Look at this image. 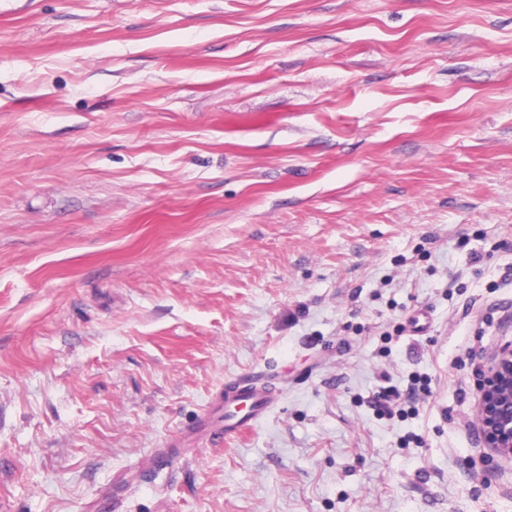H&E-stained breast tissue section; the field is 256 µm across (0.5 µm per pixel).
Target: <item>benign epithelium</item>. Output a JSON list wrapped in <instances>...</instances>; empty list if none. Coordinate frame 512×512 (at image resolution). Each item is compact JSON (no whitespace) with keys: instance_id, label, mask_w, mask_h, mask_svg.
<instances>
[{"instance_id":"1","label":"benign epithelium","mask_w":512,"mask_h":512,"mask_svg":"<svg viewBox=\"0 0 512 512\" xmlns=\"http://www.w3.org/2000/svg\"><path fill=\"white\" fill-rule=\"evenodd\" d=\"M478 426L485 444L512 455V342L502 346L478 386Z\"/></svg>"}]
</instances>
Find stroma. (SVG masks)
I'll list each match as a JSON object with an SVG mask.
<instances>
[{
	"label": "stroma",
	"mask_w": 512,
	"mask_h": 512,
	"mask_svg": "<svg viewBox=\"0 0 512 512\" xmlns=\"http://www.w3.org/2000/svg\"><path fill=\"white\" fill-rule=\"evenodd\" d=\"M511 341L512 0H0V512H512ZM478 428L488 446L512 455V342L502 346L478 386ZM233 395L224 400V426L210 432L209 441L225 443L252 429L278 403V395L265 383L246 378L233 386ZM243 405L244 408H239Z\"/></svg>",
	"instance_id": "obj_1"
}]
</instances>
